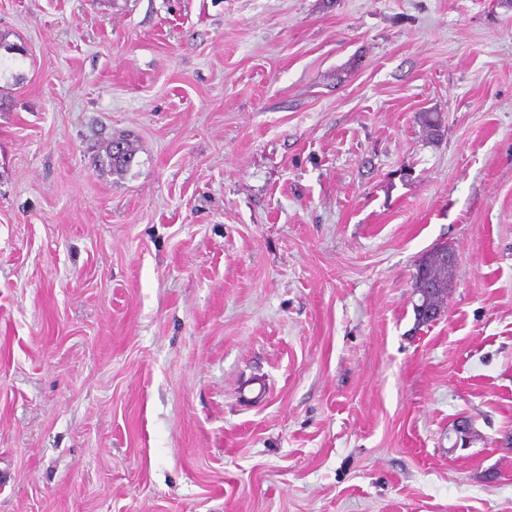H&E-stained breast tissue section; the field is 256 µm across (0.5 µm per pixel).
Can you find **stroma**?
<instances>
[{"label":"stroma","mask_w":512,"mask_h":512,"mask_svg":"<svg viewBox=\"0 0 512 512\" xmlns=\"http://www.w3.org/2000/svg\"><path fill=\"white\" fill-rule=\"evenodd\" d=\"M0 40V512H512V0H0ZM120 146H122L120 148ZM134 158L132 141L128 138L118 137L111 139L106 147L105 158L101 162L114 169L127 168ZM448 247L444 244L432 248L417 265L416 271L421 274V278L414 277V296H418V299L414 301L413 307L415 319H419L420 323L431 319L436 320L441 315L440 311H435L428 305L431 288H438L431 299L432 303L439 304L448 297V280L453 277L455 256L448 257V254L440 252L447 250ZM428 286L431 288H426ZM452 431L453 436H448L452 442L451 448H449L450 452L469 448L476 437L471 421L465 416H460L455 420Z\"/></svg>","instance_id":"1"}]
</instances>
